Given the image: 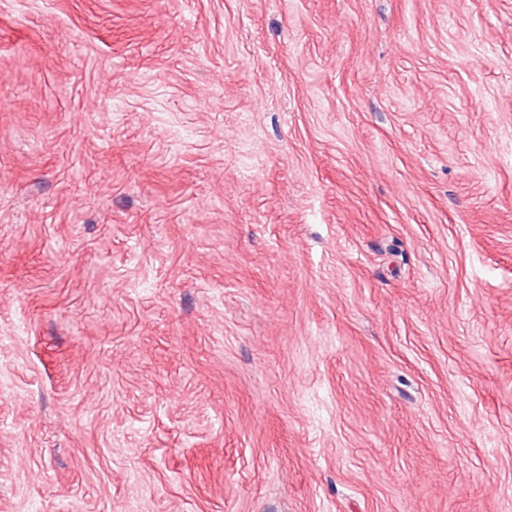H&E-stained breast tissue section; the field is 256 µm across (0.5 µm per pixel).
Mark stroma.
Here are the masks:
<instances>
[{"instance_id": "1", "label": "stroma", "mask_w": 512, "mask_h": 512, "mask_svg": "<svg viewBox=\"0 0 512 512\" xmlns=\"http://www.w3.org/2000/svg\"><path fill=\"white\" fill-rule=\"evenodd\" d=\"M0 512H512V0H0Z\"/></svg>"}]
</instances>
